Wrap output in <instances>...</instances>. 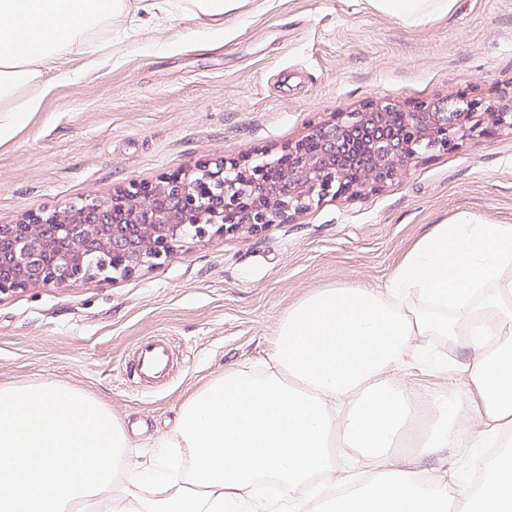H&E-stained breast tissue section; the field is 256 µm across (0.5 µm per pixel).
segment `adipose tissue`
Instances as JSON below:
<instances>
[{
	"mask_svg": "<svg viewBox=\"0 0 512 512\" xmlns=\"http://www.w3.org/2000/svg\"><path fill=\"white\" fill-rule=\"evenodd\" d=\"M410 25L449 0H370ZM242 0H183L205 37L224 36ZM172 0H0V112L37 111L67 81L74 51L113 20L160 24ZM472 350L463 384L422 391L414 369L442 377L448 357L424 339ZM430 417L420 452L512 436V224L470 214L419 240L384 286L312 293L283 316L263 369L215 376L176 410L141 465L122 420L98 399L53 379L0 387V512H266L262 478L292 491L343 487L322 512H512V462L486 468L479 488L448 474L424 481L388 469L412 414ZM374 465L356 483L332 446ZM187 455L174 476L170 452Z\"/></svg>",
	"mask_w": 512,
	"mask_h": 512,
	"instance_id": "ef3b65f1",
	"label": "adipose tissue"
}]
</instances>
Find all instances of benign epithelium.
<instances>
[{
	"label": "benign epithelium",
	"instance_id": "benign-epithelium-1",
	"mask_svg": "<svg viewBox=\"0 0 512 512\" xmlns=\"http://www.w3.org/2000/svg\"><path fill=\"white\" fill-rule=\"evenodd\" d=\"M466 108L436 112L422 103L404 113L400 142L408 151L397 157L383 147L378 171L388 177L427 150L448 145L465 133ZM330 128L316 126L266 166H246L221 159L192 175L165 177L150 186L132 184L107 197L76 205L82 223L63 220L65 212L32 215L19 224H0V296L25 288L62 285L93 274L84 267L85 253L112 258L106 271L129 276L143 262L165 258L177 240L198 237L216 226L228 233L248 224L259 231L281 223L323 196L359 190L370 182L350 183L342 169L323 162Z\"/></svg>",
	"mask_w": 512,
	"mask_h": 512
}]
</instances>
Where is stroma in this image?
Returning <instances> with one entry per match:
<instances>
[{
  "mask_svg": "<svg viewBox=\"0 0 512 512\" xmlns=\"http://www.w3.org/2000/svg\"><path fill=\"white\" fill-rule=\"evenodd\" d=\"M181 13L79 47L80 78L54 85L39 111L0 112V224L91 195L187 174L215 160L262 162L339 113L387 101L414 110L469 102L467 133L422 154L398 179L329 195L254 232L210 230L162 264L0 298V386L52 378L108 406L139 461L177 408L224 370L265 360L283 315L309 294L381 285L435 225L473 214L512 224V0H451L420 26L368 0H246L224 41L189 36ZM169 341V377L142 388L137 344ZM477 448L398 454L392 466L469 478Z\"/></svg>",
  "mask_w": 512,
  "mask_h": 512,
  "instance_id": "1",
  "label": "stroma"
}]
</instances>
